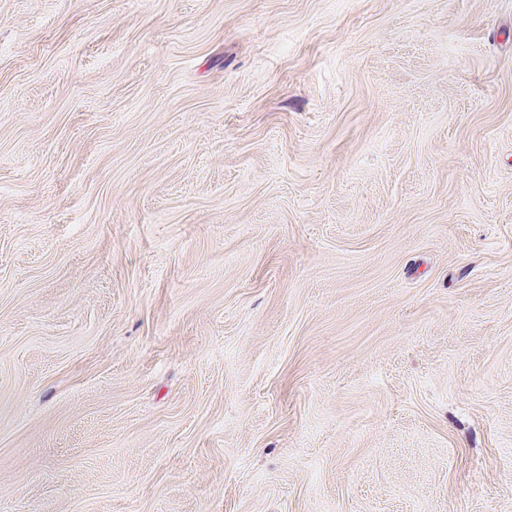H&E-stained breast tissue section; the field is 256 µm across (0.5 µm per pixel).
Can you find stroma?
<instances>
[{
	"mask_svg": "<svg viewBox=\"0 0 512 512\" xmlns=\"http://www.w3.org/2000/svg\"><path fill=\"white\" fill-rule=\"evenodd\" d=\"M0 512H512V0H0Z\"/></svg>",
	"mask_w": 512,
	"mask_h": 512,
	"instance_id": "1",
	"label": "stroma"
}]
</instances>
